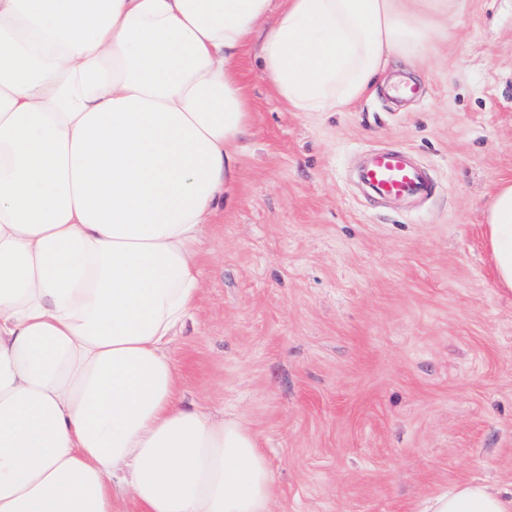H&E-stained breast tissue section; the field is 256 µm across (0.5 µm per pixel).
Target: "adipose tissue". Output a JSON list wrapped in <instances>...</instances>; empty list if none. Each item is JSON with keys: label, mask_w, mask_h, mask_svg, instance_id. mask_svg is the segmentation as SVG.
Masks as SVG:
<instances>
[{"label": "adipose tissue", "mask_w": 512, "mask_h": 512, "mask_svg": "<svg viewBox=\"0 0 512 512\" xmlns=\"http://www.w3.org/2000/svg\"><path fill=\"white\" fill-rule=\"evenodd\" d=\"M452 0H0V512H271L241 422L182 400L167 345L234 183L252 37L278 101L333 112L412 63ZM512 291V182L485 211ZM419 512H512L463 481Z\"/></svg>", "instance_id": "1"}]
</instances>
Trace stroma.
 <instances>
[{
    "mask_svg": "<svg viewBox=\"0 0 512 512\" xmlns=\"http://www.w3.org/2000/svg\"><path fill=\"white\" fill-rule=\"evenodd\" d=\"M236 62L254 109L237 178L197 255L201 290L168 345L185 402L245 423L273 512H417L462 480L512 489V293L485 208L512 180V0H463L421 87L292 112ZM409 150L433 182L376 200L357 154Z\"/></svg>",
    "mask_w": 512,
    "mask_h": 512,
    "instance_id": "stroma-1",
    "label": "stroma"
}]
</instances>
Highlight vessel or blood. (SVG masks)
<instances>
[{
  "instance_id": "vessel-or-blood-1",
  "label": "vessel or blood",
  "mask_w": 512,
  "mask_h": 512,
  "mask_svg": "<svg viewBox=\"0 0 512 512\" xmlns=\"http://www.w3.org/2000/svg\"><path fill=\"white\" fill-rule=\"evenodd\" d=\"M363 182L379 197L396 198L428 193L429 181L408 154L399 150L376 149L361 172Z\"/></svg>"
}]
</instances>
